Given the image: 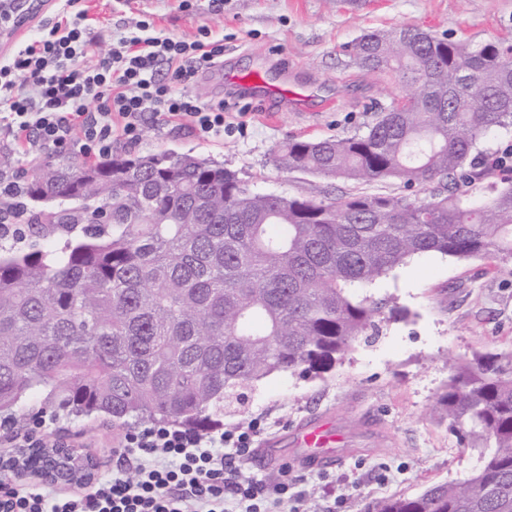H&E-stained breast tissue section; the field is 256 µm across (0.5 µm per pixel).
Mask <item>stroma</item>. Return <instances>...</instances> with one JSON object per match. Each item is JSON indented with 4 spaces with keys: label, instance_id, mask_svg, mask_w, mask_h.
Segmentation results:
<instances>
[{
    "label": "stroma",
    "instance_id": "35a3bbf8",
    "mask_svg": "<svg viewBox=\"0 0 512 512\" xmlns=\"http://www.w3.org/2000/svg\"><path fill=\"white\" fill-rule=\"evenodd\" d=\"M84 7L103 50L148 16L174 38L193 40L202 25L224 35L223 66L200 72L190 87L200 102L223 101V136L202 137L186 126L149 120L139 142L115 143L114 151L191 153L237 171L259 192L286 196L402 190L397 182L359 184L288 172L275 162L283 142L353 135L401 95L402 79L353 64L345 47L359 36L408 23L451 40L512 42V0H224L220 12L210 11L207 0L189 9L179 0H86ZM283 65L303 100L282 105L270 99L261 107L224 78L231 70L273 81ZM367 293L388 309H407L409 319L380 314L378 335L357 343L330 373L316 379L271 375L240 412L224 417L228 429L262 422L255 442L266 445L270 460L248 458L241 464L244 475L288 482L301 498L315 495L320 512H361L369 500L413 495L468 476L476 451L432 406L450 376L449 359L512 351V261L418 255ZM328 421L342 437L339 462L330 468L304 463L296 428ZM40 429L91 453L96 479L124 467L117 451L124 429L110 417L46 418Z\"/></svg>",
    "mask_w": 512,
    "mask_h": 512
}]
</instances>
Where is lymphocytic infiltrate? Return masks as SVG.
Here are the masks:
<instances>
[{"label":"lymphocytic infiltrate","mask_w":512,"mask_h":512,"mask_svg":"<svg viewBox=\"0 0 512 512\" xmlns=\"http://www.w3.org/2000/svg\"><path fill=\"white\" fill-rule=\"evenodd\" d=\"M77 0H65L52 25L0 58V140L19 157L40 148L92 161L114 142H138L145 117L187 126L202 136L224 133V104L202 103L189 86L224 61V41L209 27L178 40L138 21L137 35L100 52ZM259 430L250 422L206 435L169 425L132 429L122 441L125 470L89 491L0 480L7 512H274L288 485L243 476Z\"/></svg>","instance_id":"obj_1"}]
</instances>
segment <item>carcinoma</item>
I'll use <instances>...</instances> for the list:
<instances>
[{"label":"carcinoma","mask_w":512,"mask_h":512,"mask_svg":"<svg viewBox=\"0 0 512 512\" xmlns=\"http://www.w3.org/2000/svg\"><path fill=\"white\" fill-rule=\"evenodd\" d=\"M350 58L411 92L362 133L289 140V172L406 194L259 193L215 161L164 152L43 164L20 197L29 242L0 247V410L29 397L52 419L104 414L196 431L224 425L273 373L317 378L377 330L358 290L437 252L512 260V176L477 144L512 130V44L450 41L403 24ZM436 182L428 196L410 192ZM110 224H80L79 209ZM434 410L478 452L466 478L363 512H512V354L449 363Z\"/></svg>","instance_id":"1"}]
</instances>
